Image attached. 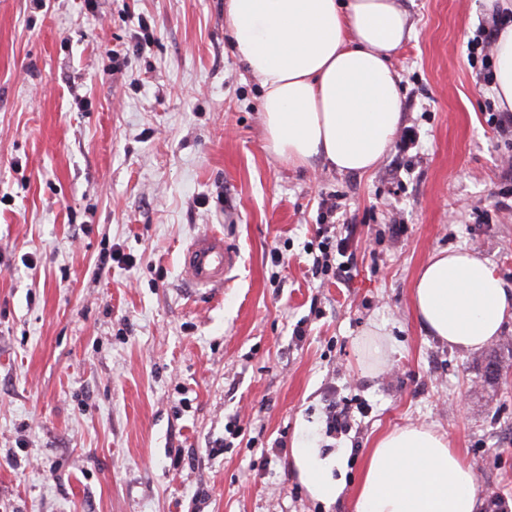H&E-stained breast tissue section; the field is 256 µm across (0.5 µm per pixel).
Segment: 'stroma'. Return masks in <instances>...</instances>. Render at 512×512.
<instances>
[{
    "label": "stroma",
    "mask_w": 512,
    "mask_h": 512,
    "mask_svg": "<svg viewBox=\"0 0 512 512\" xmlns=\"http://www.w3.org/2000/svg\"><path fill=\"white\" fill-rule=\"evenodd\" d=\"M400 3L419 141L356 174L272 154L224 0H0V512H355L368 449L409 424L463 456L480 512H512V368L486 376L512 319L460 351L411 306L445 249L512 289V138L488 123L494 59L468 45L512 9ZM319 224L362 225L347 280L312 276ZM209 230L240 252L220 296L181 267ZM332 395L356 431L327 434ZM301 445L348 450L336 502L302 484Z\"/></svg>",
    "instance_id": "obj_1"
}]
</instances>
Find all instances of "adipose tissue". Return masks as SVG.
I'll return each mask as SVG.
<instances>
[{
  "mask_svg": "<svg viewBox=\"0 0 512 512\" xmlns=\"http://www.w3.org/2000/svg\"><path fill=\"white\" fill-rule=\"evenodd\" d=\"M224 25L262 89L276 157L366 173L387 155L402 119L390 60L411 37L399 0H224ZM494 56V96L512 112V26L500 30ZM412 306L430 335L469 351L499 336L512 292L476 252L442 250L422 264ZM292 456L312 498H340L342 453L297 447ZM355 512H479L474 474L436 431L396 429L366 455Z\"/></svg>",
  "mask_w": 512,
  "mask_h": 512,
  "instance_id": "obj_1",
  "label": "adipose tissue"
}]
</instances>
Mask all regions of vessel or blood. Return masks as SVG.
<instances>
[{
    "label": "vessel or blood",
    "mask_w": 512,
    "mask_h": 512,
    "mask_svg": "<svg viewBox=\"0 0 512 512\" xmlns=\"http://www.w3.org/2000/svg\"><path fill=\"white\" fill-rule=\"evenodd\" d=\"M237 249L222 233L197 235L183 250V269L196 289L205 295L222 292L238 263Z\"/></svg>",
    "instance_id": "1"
}]
</instances>
